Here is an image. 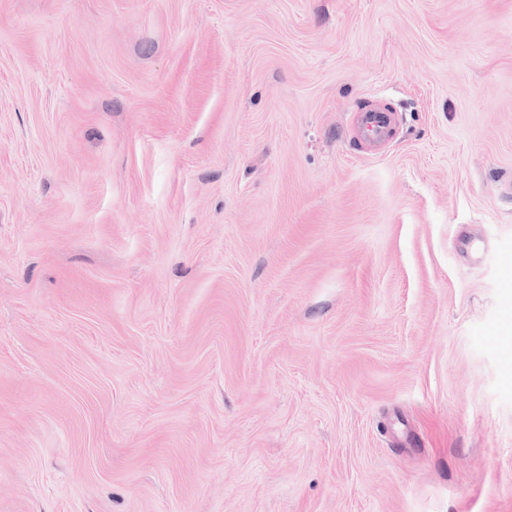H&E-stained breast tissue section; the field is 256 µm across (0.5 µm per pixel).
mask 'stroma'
<instances>
[{
	"label": "stroma",
	"instance_id": "obj_1",
	"mask_svg": "<svg viewBox=\"0 0 512 512\" xmlns=\"http://www.w3.org/2000/svg\"><path fill=\"white\" fill-rule=\"evenodd\" d=\"M508 183L512 0H0V512H512ZM353 121L361 137L370 143L385 140L387 136L388 116L370 108L360 109Z\"/></svg>",
	"mask_w": 512,
	"mask_h": 512
}]
</instances>
